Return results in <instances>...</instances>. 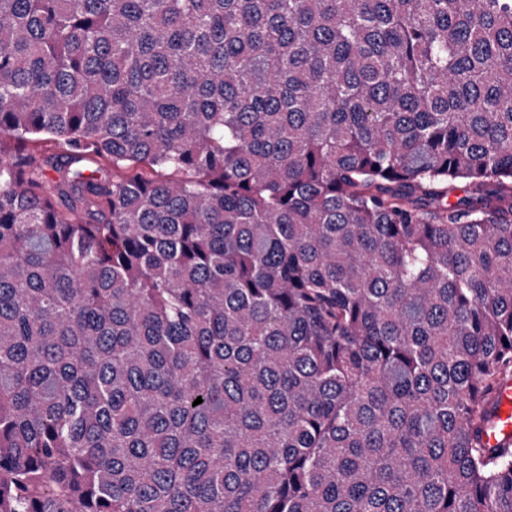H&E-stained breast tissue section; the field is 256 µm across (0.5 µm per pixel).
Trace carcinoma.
<instances>
[{"mask_svg":"<svg viewBox=\"0 0 512 512\" xmlns=\"http://www.w3.org/2000/svg\"><path fill=\"white\" fill-rule=\"evenodd\" d=\"M507 380L512 0H0V512H512ZM490 447L512 443V382L500 388L495 397V414L490 427L483 434Z\"/></svg>","mask_w":512,"mask_h":512,"instance_id":"carcinoma-1","label":"carcinoma"}]
</instances>
